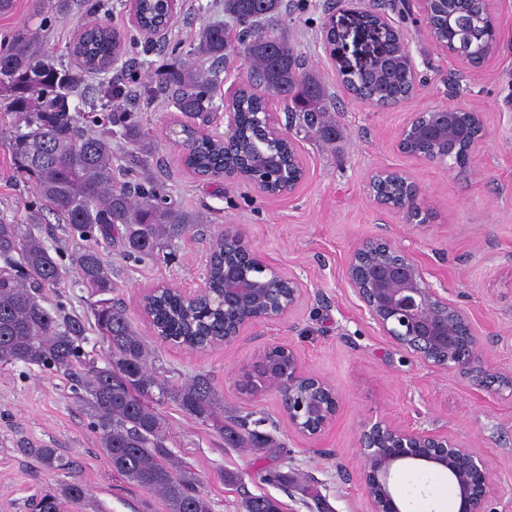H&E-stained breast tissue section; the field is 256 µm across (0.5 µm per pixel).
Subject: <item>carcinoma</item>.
Here are the masks:
<instances>
[{
  "label": "carcinoma",
  "mask_w": 512,
  "mask_h": 512,
  "mask_svg": "<svg viewBox=\"0 0 512 512\" xmlns=\"http://www.w3.org/2000/svg\"><path fill=\"white\" fill-rule=\"evenodd\" d=\"M139 26L151 28L167 16L164 0H135ZM283 0H224V12L236 20L238 52L247 66L245 81L252 89L233 100L240 113L242 149L254 146L253 115L261 111L264 96H276L289 112L302 116L306 127L321 137L336 138V125L324 121L329 94L304 72V62L288 46L287 38L270 44L263 39L265 23L279 16ZM489 16L469 21L470 33L490 47ZM229 39L224 25L203 26L193 55L211 62L208 70L181 60L157 69L151 84L135 89L112 80L94 88L90 111L73 104L82 95L84 75L117 59L123 49L117 33L91 23L78 34L73 54L79 69L56 67L45 46L27 26L17 28L0 46V95L7 110L0 120V138L16 168L27 176L44 208L56 223L13 224L0 218V365L23 363L47 370L71 371L79 406L90 419L100 448L112 470L128 483L161 497L168 512H212L208 493L191 473L180 471L168 447V429L157 406L169 399L229 443L259 452L273 447L270 434L249 428L245 417L220 411L218 396L207 374L173 388L161 382L151 352L131 325L124 309L110 298L116 288L101 243L116 244L137 260L155 257L169 243L200 223L165 192L162 182L142 176L155 153L149 131L135 113L114 112L112 102L133 96L149 99L161 93L187 118L205 124L221 80L216 65L224 62ZM411 84L403 73L368 89L386 97L408 93ZM191 149L185 155L193 171L218 173L224 145L185 127ZM127 146L123 171L139 175L119 181L114 177L112 141ZM60 229L70 239L84 242L70 255L75 285L99 297L93 310L94 326L107 344L104 354L88 359L85 321L62 302L44 305L42 291L67 273L53 256L45 239ZM211 287L224 288V236L210 241ZM157 337L192 348L224 339V314L199 299L185 304L179 293L166 289L150 304ZM36 456L47 469L69 473L70 463L54 448H37ZM87 490L73 477L37 496L35 512H63V505H77ZM241 512H281V503L269 496L243 494Z\"/></svg>",
  "instance_id": "obj_1"
}]
</instances>
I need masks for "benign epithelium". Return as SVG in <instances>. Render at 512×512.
Segmentation results:
<instances>
[{
  "instance_id": "1",
  "label": "benign epithelium",
  "mask_w": 512,
  "mask_h": 512,
  "mask_svg": "<svg viewBox=\"0 0 512 512\" xmlns=\"http://www.w3.org/2000/svg\"><path fill=\"white\" fill-rule=\"evenodd\" d=\"M168 3L165 24L147 31L155 41L166 38L180 8L179 0H168ZM456 3L458 10L448 16L445 37L437 40V44L465 69L480 71L493 54L473 46L465 50L463 43L469 39L467 22L490 12L489 0H456ZM368 13V9L357 11L356 24L372 34L376 47L357 67L338 61L337 76L345 75L356 83L367 84L385 78L398 66L404 67L407 74L417 76L403 33L385 13L376 24H364L362 15ZM255 120L263 138L254 147L252 160L224 166L220 177L226 182H246L265 195L290 196L307 175L297 145L287 134L278 113L257 112ZM462 121L474 129V134L466 140L467 159L471 160L480 151L484 131L483 114L474 110L414 112L401 128L396 148L420 161L445 166L449 160L448 139L463 137L459 130ZM208 133L226 149L236 145L238 113L229 103H224V132L210 129ZM281 141L288 144V162L296 169L293 178L286 176L277 155L264 149L269 143ZM392 182L404 190L397 200L379 192L381 185ZM369 190L378 206L400 209L410 224L417 220L414 206L420 188L410 177L379 169L370 179ZM428 276V270L413 252L389 239H366L355 245L345 269V283L361 302L369 320L397 347L431 367L476 380L486 379L482 330L470 312L448 297V289L434 288ZM209 281L207 268L197 287L182 290L180 294L185 300L193 301L209 293L214 303L224 307L226 344L252 326L285 320L309 297L304 281L279 270L252 249L242 233L229 229L224 230V289L211 292ZM283 286L288 288V297L275 304L269 302V292ZM284 359L288 360V372L278 377L273 390L280 396L289 428L315 440L334 422L341 398L326 379L304 370L296 352L283 345L271 347L264 355L260 380L277 372ZM359 454L362 458L359 482L370 512H406L393 484V474L402 467L420 463L446 470L456 492L457 512H492L497 487L495 461L477 453L473 446L445 428L378 421L363 431Z\"/></svg>"
}]
</instances>
